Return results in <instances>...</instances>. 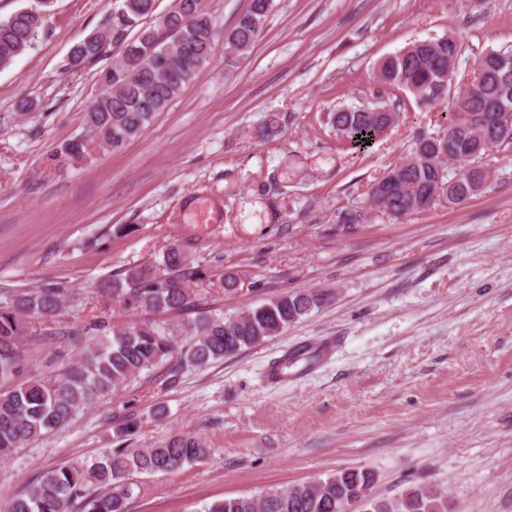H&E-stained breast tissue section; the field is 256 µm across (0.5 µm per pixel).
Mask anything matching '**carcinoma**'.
Returning <instances> with one entry per match:
<instances>
[{
	"label": "carcinoma",
	"instance_id": "cac0c4a2",
	"mask_svg": "<svg viewBox=\"0 0 512 512\" xmlns=\"http://www.w3.org/2000/svg\"><path fill=\"white\" fill-rule=\"evenodd\" d=\"M52 0L29 5L0 19V70L32 47L45 29ZM156 0H114L105 23L70 49L64 70L76 73L96 66L119 49L117 60L96 72L99 91L86 112L85 133L56 149L79 159L98 146L118 148L140 137L198 71L213 57L217 37L212 12L204 0H172L154 17ZM274 7V0H250L247 11L224 35V64L235 67L253 51L257 37ZM462 49L453 34L412 43L382 58L377 81L410 93L423 105L448 103L437 123L443 137L418 136L413 152L369 188L377 211L393 219L423 211L424 197L446 198L460 205L481 194L494 172L484 161L493 149L512 145V46L487 49L475 61L476 77L463 89L451 88L448 71L456 69ZM399 118L380 103L338 106L328 113L336 139L353 151L365 149ZM198 276L178 248L163 260L133 266L120 279H104L94 292L117 297L151 312L186 310L195 294L187 282ZM75 294L62 283L43 287L0 288V381L15 379L27 362L24 341L64 336L72 347L86 345L81 356L60 361L48 379H29L0 392V457L74 420L95 399L110 395L144 371L166 367L175 378L187 367H203L255 346L300 321L329 298L323 290L286 293L232 317H203L179 328L145 321L113 327L104 317L64 330L37 328L30 319L57 314ZM184 340L179 342L177 337ZM211 449L191 434L175 435L152 448H109L99 458L71 461L43 470L13 500L10 512H130V476L167 473L201 462ZM374 473L344 470L292 488H271L257 498H225L206 503L201 512H341L339 504L359 496L364 512H448L445 493L412 486L393 499L367 495Z\"/></svg>",
	"mask_w": 512,
	"mask_h": 512
}]
</instances>
